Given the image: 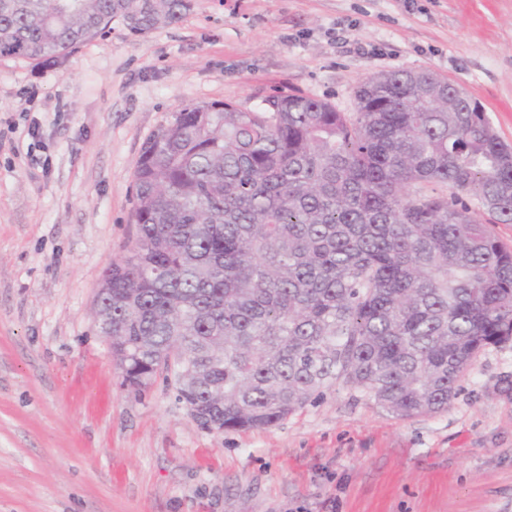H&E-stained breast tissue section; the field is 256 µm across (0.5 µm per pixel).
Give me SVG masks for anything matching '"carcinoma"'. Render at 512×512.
I'll list each match as a JSON object with an SVG mask.
<instances>
[{
    "mask_svg": "<svg viewBox=\"0 0 512 512\" xmlns=\"http://www.w3.org/2000/svg\"><path fill=\"white\" fill-rule=\"evenodd\" d=\"M191 0H0V58L59 65L112 20ZM356 111L302 94L182 108L142 144L136 235L103 273L112 356L171 372L204 429H268L339 386L391 416L448 411L512 342V146L430 70L377 74ZM490 219L480 222L478 212Z\"/></svg>",
    "mask_w": 512,
    "mask_h": 512,
    "instance_id": "carcinoma-1",
    "label": "carcinoma"
}]
</instances>
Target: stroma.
Instances as JSON below:
<instances>
[{
  "label": "stroma",
  "instance_id": "35a3bbf8",
  "mask_svg": "<svg viewBox=\"0 0 512 512\" xmlns=\"http://www.w3.org/2000/svg\"><path fill=\"white\" fill-rule=\"evenodd\" d=\"M63 64L0 59V512H512V343L447 412L397 419L333 387L269 429L201 428L126 387L93 321L136 233L142 143L192 104L300 92L337 109L429 69L512 145V0H191Z\"/></svg>",
  "mask_w": 512,
  "mask_h": 512
}]
</instances>
